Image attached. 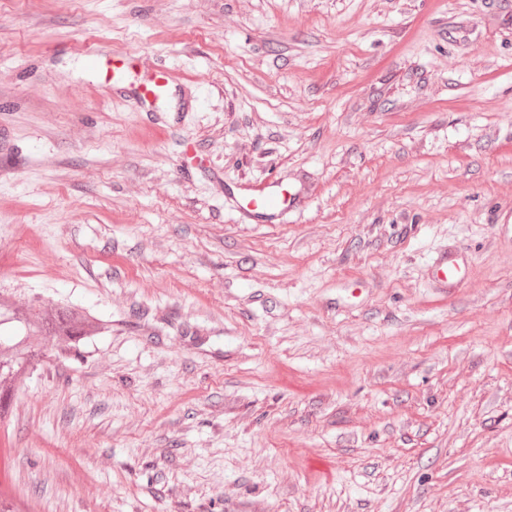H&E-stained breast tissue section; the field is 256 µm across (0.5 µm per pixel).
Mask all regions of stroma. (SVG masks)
Returning a JSON list of instances; mask_svg holds the SVG:
<instances>
[{
  "label": "stroma",
  "mask_w": 512,
  "mask_h": 512,
  "mask_svg": "<svg viewBox=\"0 0 512 512\" xmlns=\"http://www.w3.org/2000/svg\"><path fill=\"white\" fill-rule=\"evenodd\" d=\"M0 299L21 512H512V0H0ZM170 77L157 69L145 80L128 81V91L146 112H154L170 93ZM287 203L284 190L268 183L252 188L243 197V208L250 216H269ZM457 252L458 250L454 247L448 248L437 264L438 271L442 273V281L448 285V288L457 287L462 279V267ZM14 322L21 321L0 303V335L2 328H9L15 338H20L12 345L2 347L0 344V425L10 417L9 392L23 376L36 370L46 358L45 353L32 349L26 343L31 333L48 337L60 347L72 349L102 328L91 317L68 308L51 309L34 315L33 319H26L24 334H21L22 329L15 326Z\"/></svg>",
  "instance_id": "1"
}]
</instances>
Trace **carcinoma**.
<instances>
[{
    "instance_id": "1",
    "label": "carcinoma",
    "mask_w": 512,
    "mask_h": 512,
    "mask_svg": "<svg viewBox=\"0 0 512 512\" xmlns=\"http://www.w3.org/2000/svg\"><path fill=\"white\" fill-rule=\"evenodd\" d=\"M17 317L0 304V329H10L18 341L0 346V425L9 420V392L26 374L36 370L44 361L45 353L26 343L29 336H45L58 346L72 349L95 335L101 326L91 317L73 309L58 308L34 315L21 329L14 325Z\"/></svg>"
}]
</instances>
